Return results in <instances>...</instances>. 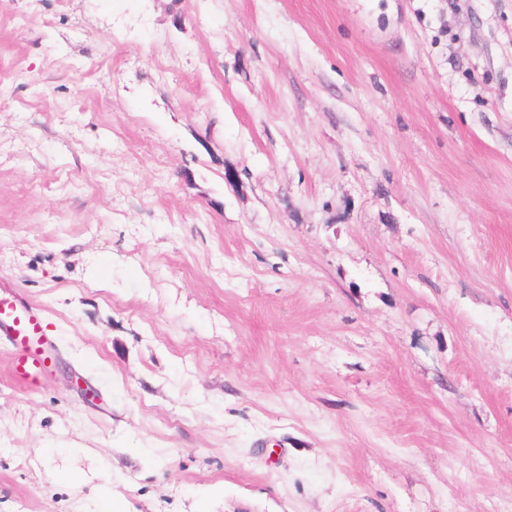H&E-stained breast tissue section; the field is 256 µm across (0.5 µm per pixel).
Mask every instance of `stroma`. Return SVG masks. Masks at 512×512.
I'll list each match as a JSON object with an SVG mask.
<instances>
[{
	"label": "stroma",
	"mask_w": 512,
	"mask_h": 512,
	"mask_svg": "<svg viewBox=\"0 0 512 512\" xmlns=\"http://www.w3.org/2000/svg\"><path fill=\"white\" fill-rule=\"evenodd\" d=\"M0 286V512H512V0H0ZM43 309L15 296L0 295V343L12 349L11 371L27 387L46 376L54 354Z\"/></svg>",
	"instance_id": "stroma-1"
}]
</instances>
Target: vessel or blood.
<instances>
[{
    "label": "vessel or blood",
    "instance_id": "1",
    "mask_svg": "<svg viewBox=\"0 0 512 512\" xmlns=\"http://www.w3.org/2000/svg\"><path fill=\"white\" fill-rule=\"evenodd\" d=\"M42 308L14 296L0 295V343L11 350L14 378L28 387L40 385L54 354Z\"/></svg>",
    "mask_w": 512,
    "mask_h": 512
}]
</instances>
